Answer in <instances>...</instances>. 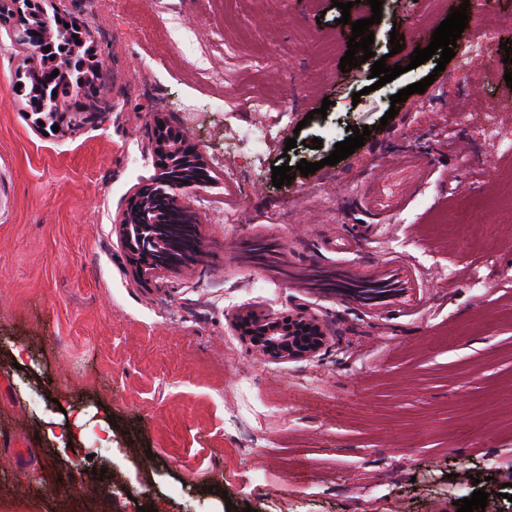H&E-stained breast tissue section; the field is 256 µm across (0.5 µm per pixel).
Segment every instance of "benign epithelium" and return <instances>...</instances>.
<instances>
[{
    "instance_id": "1",
    "label": "benign epithelium",
    "mask_w": 512,
    "mask_h": 512,
    "mask_svg": "<svg viewBox=\"0 0 512 512\" xmlns=\"http://www.w3.org/2000/svg\"><path fill=\"white\" fill-rule=\"evenodd\" d=\"M39 5L34 0H0V27L13 32L17 45L29 54L30 77L42 96V102L53 104L52 112L59 129L71 131L79 126L74 117L88 114L98 116V112L77 103H62L53 92L61 85L76 80L82 86L90 80V75L99 73L104 64V57L99 55L90 74H84L86 59L79 55V49L85 43L90 32L86 28L65 27L58 23L54 26L44 24L31 26L28 19L38 18ZM69 44L62 45V39ZM64 46L63 53L56 52L58 46ZM51 47L45 51V47ZM59 71L53 75V71ZM151 148L155 163L164 173L165 181H158L141 187L131 199L119 220L123 243L128 250L129 261L134 268L138 284L147 283L153 274L165 269L187 268L194 264L202 252V232L197 228L192 235L177 240H167L164 252L177 254L172 261L163 263L155 257L149 259L128 244L129 227L132 224H147V215L153 207H166L167 201L174 200L177 208L173 220L183 224H195L197 218L185 204V200L209 180L208 164L194 144L175 127L164 125L155 127ZM242 327L251 329L250 340L258 352L275 359H296L312 357L324 348L327 342V328L315 316L300 308L294 314L281 317L247 316L241 320Z\"/></svg>"
}]
</instances>
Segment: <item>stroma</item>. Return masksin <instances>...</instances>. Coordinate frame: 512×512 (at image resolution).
Listing matches in <instances>:
<instances>
[{
    "instance_id": "35a3bbf8",
    "label": "stroma",
    "mask_w": 512,
    "mask_h": 512,
    "mask_svg": "<svg viewBox=\"0 0 512 512\" xmlns=\"http://www.w3.org/2000/svg\"><path fill=\"white\" fill-rule=\"evenodd\" d=\"M462 3L472 23L444 71L392 53L391 35L431 38ZM41 4L86 26L108 67L85 89L99 118L43 132L13 91L27 54L0 29V512H60L73 486L111 512H457L477 489L512 512V0H383L371 49L406 71L377 90L370 63L339 68L333 0ZM261 86L265 111H237ZM159 119L212 181L187 200L202 257L142 287L116 223L157 173ZM353 126L364 145L325 164ZM404 152L427 157V183L399 212L362 207ZM303 159L322 167L273 185ZM320 271L398 288L370 303L316 287ZM301 306L329 330L311 358L264 356L236 325Z\"/></svg>"
}]
</instances>
